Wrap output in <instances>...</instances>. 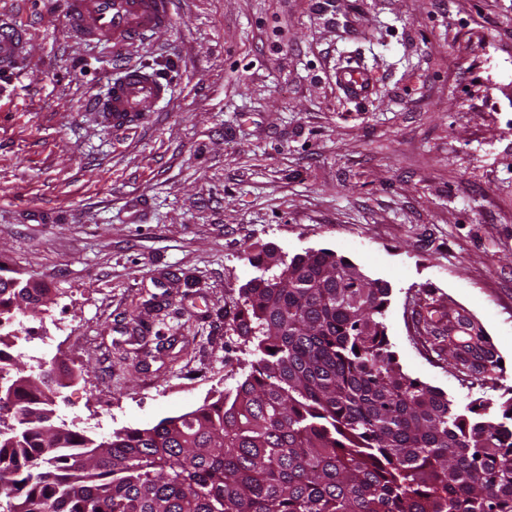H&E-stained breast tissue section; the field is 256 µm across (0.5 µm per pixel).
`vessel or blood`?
I'll list each match as a JSON object with an SVG mask.
<instances>
[{"label": "vessel or blood", "mask_w": 512, "mask_h": 512, "mask_svg": "<svg viewBox=\"0 0 512 512\" xmlns=\"http://www.w3.org/2000/svg\"><path fill=\"white\" fill-rule=\"evenodd\" d=\"M66 27L80 43L109 44L119 49L145 43L166 33L173 22L171 0H66ZM27 43L25 29L12 21L0 22V75L15 69ZM336 82L355 101L367 98L373 78L360 66L336 73ZM169 93L167 85L145 67L121 65L105 95L91 98L89 108L100 112L114 129L135 124L157 111Z\"/></svg>", "instance_id": "obj_1"}]
</instances>
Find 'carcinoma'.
I'll return each mask as SVG.
<instances>
[{
  "label": "carcinoma",
  "mask_w": 512,
  "mask_h": 512,
  "mask_svg": "<svg viewBox=\"0 0 512 512\" xmlns=\"http://www.w3.org/2000/svg\"><path fill=\"white\" fill-rule=\"evenodd\" d=\"M241 289L233 331L250 370L234 390L149 428L99 442L58 426L43 389L72 372L0 379L3 512H512V402L462 410L414 379L387 335L390 288L330 249L267 267ZM0 275V320L49 290ZM431 335L455 365L497 379L482 327L456 311Z\"/></svg>",
  "instance_id": "carcinoma-1"
}]
</instances>
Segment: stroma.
<instances>
[{
    "label": "stroma",
    "instance_id": "1",
    "mask_svg": "<svg viewBox=\"0 0 512 512\" xmlns=\"http://www.w3.org/2000/svg\"><path fill=\"white\" fill-rule=\"evenodd\" d=\"M63 0H0L30 33L0 80V266L50 300L24 333L76 374L57 419L107 438L243 378L232 331L250 247L326 248L391 288L403 371L459 406L512 398V0H174L122 52L72 41ZM170 98L123 130L85 102L118 62ZM373 72L349 99L337 69ZM463 310L502 363L432 349Z\"/></svg>",
    "mask_w": 512,
    "mask_h": 512
}]
</instances>
